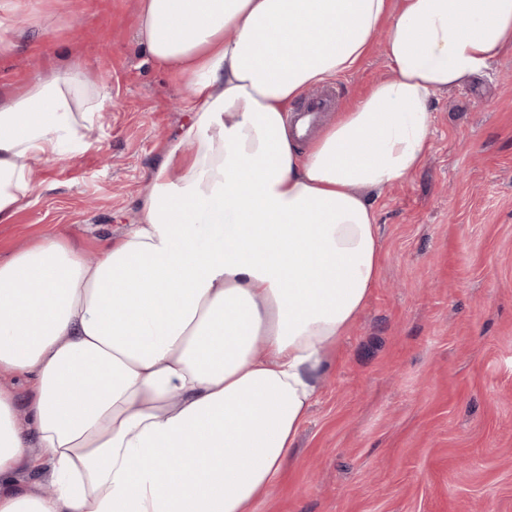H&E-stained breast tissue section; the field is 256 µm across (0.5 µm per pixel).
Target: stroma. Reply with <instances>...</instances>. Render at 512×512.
I'll return each instance as SVG.
<instances>
[{
    "label": "stroma",
    "mask_w": 512,
    "mask_h": 512,
    "mask_svg": "<svg viewBox=\"0 0 512 512\" xmlns=\"http://www.w3.org/2000/svg\"><path fill=\"white\" fill-rule=\"evenodd\" d=\"M8 24L0 88L79 65L108 99L95 149L35 171L0 257L53 233L95 253L136 222L191 94L147 63L137 0H20ZM388 73L375 42L337 109ZM431 112L420 169L370 195L381 276L252 512H512V52Z\"/></svg>",
    "instance_id": "obj_1"
}]
</instances>
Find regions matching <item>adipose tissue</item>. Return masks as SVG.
<instances>
[{"mask_svg":"<svg viewBox=\"0 0 512 512\" xmlns=\"http://www.w3.org/2000/svg\"><path fill=\"white\" fill-rule=\"evenodd\" d=\"M137 30L194 116L94 259L50 234L0 260V512H250L379 277L367 191L420 167L436 92L512 50V0H138ZM380 32L389 77L297 140L290 108ZM106 95L78 66L0 90V223Z\"/></svg>","mask_w":512,"mask_h":512,"instance_id":"obj_1","label":"adipose tissue"}]
</instances>
